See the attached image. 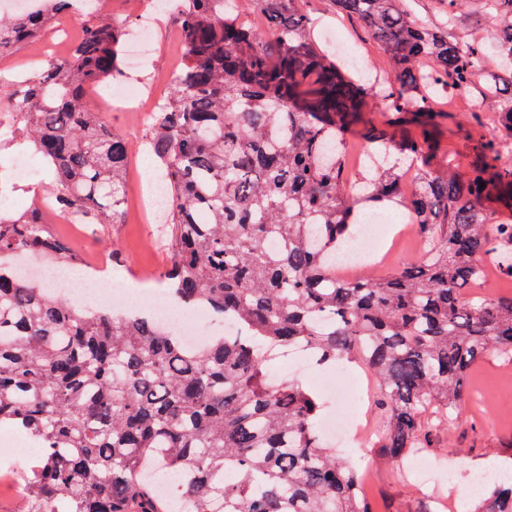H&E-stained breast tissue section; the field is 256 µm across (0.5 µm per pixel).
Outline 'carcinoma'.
<instances>
[{
	"label": "carcinoma",
	"instance_id": "cac0c4a2",
	"mask_svg": "<svg viewBox=\"0 0 512 512\" xmlns=\"http://www.w3.org/2000/svg\"><path fill=\"white\" fill-rule=\"evenodd\" d=\"M390 59L381 91L336 64L295 0H252L257 32L226 0H178L183 67L153 113L171 224L168 293L232 317L236 333L189 349L146 316L87 310L10 264L23 254L78 265L35 203L0 209V426L29 436L25 512H370L358 468L320 433L321 397L274 384L266 353L303 346L320 366L363 364L384 418L382 456L401 460L452 424L471 366L512 361V294L468 301L484 261L512 278V0H481L499 63L480 41L450 36L406 0H334ZM75 0L0 16V56L40 36ZM126 28L95 15L68 54L21 79L0 78V106L51 166L53 197L80 224H120L130 145L87 101V85L123 76ZM484 78L481 104L501 135L482 137L467 172L432 167L438 99ZM380 105L388 122L363 114ZM373 171L347 179V133ZM485 187H480V184ZM411 209L421 257L383 275L336 279V250L358 210ZM175 478L173 501L158 484ZM470 512H512V482L488 484Z\"/></svg>",
	"mask_w": 512,
	"mask_h": 512
}]
</instances>
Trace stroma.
I'll return each mask as SVG.
<instances>
[{
	"label": "stroma",
	"mask_w": 512,
	"mask_h": 512,
	"mask_svg": "<svg viewBox=\"0 0 512 512\" xmlns=\"http://www.w3.org/2000/svg\"><path fill=\"white\" fill-rule=\"evenodd\" d=\"M296 5L316 19L313 37L318 43H325V30L340 28L348 38L345 60L370 71L388 72L389 60L380 46L363 25L338 16L333 0H297ZM69 20V15L57 16L37 41L0 58V73H13L18 64L44 56L51 48L56 53H65L68 45L60 41L59 35ZM181 63L177 22L169 15H160L153 26L150 52L138 66L127 67L123 83L152 88L155 97H163ZM478 92L474 85L446 102L447 118L436 136L432 164H441L449 155L459 171H466L473 153L462 136L463 130L489 137L498 135L494 113H484L478 122L471 116L470 105ZM151 109L152 104L147 101L136 112L118 108L104 115L107 124L121 131L130 143L123 223L58 221L54 228L66 243L74 245L81 258L102 252L121 253L122 263L108 266L113 279L133 280L135 272L146 268L155 275L154 287L160 288L170 265L168 227L162 218L146 216L139 210L140 197L150 183L145 169L154 161L144 146ZM509 411L512 412V362L490 355L472 365L467 396L458 410L457 421L449 427L439 426L432 446L419 450L416 459L387 462L371 447L356 450L342 445L338 451L363 469L367 497L374 512H424L423 501L429 496L438 498L437 512H469L472 498L466 492V481L475 471V462L512 456V420L504 418Z\"/></svg>",
	"instance_id": "stroma-1"
}]
</instances>
